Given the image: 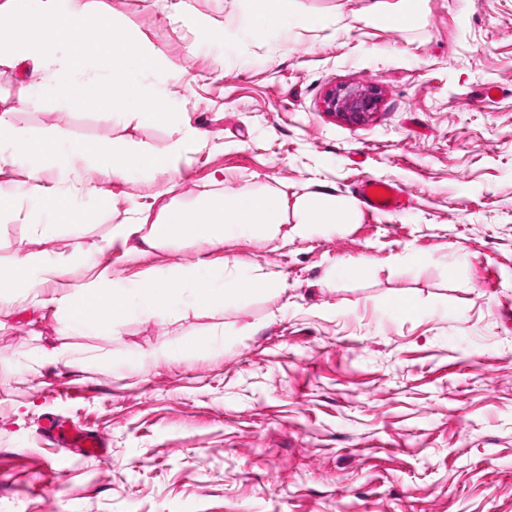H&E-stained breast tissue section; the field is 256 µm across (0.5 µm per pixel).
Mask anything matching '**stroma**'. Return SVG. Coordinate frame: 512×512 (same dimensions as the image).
Masks as SVG:
<instances>
[{"label": "stroma", "instance_id": "stroma-1", "mask_svg": "<svg viewBox=\"0 0 512 512\" xmlns=\"http://www.w3.org/2000/svg\"><path fill=\"white\" fill-rule=\"evenodd\" d=\"M90 2L158 64L140 86L209 143L163 173L109 179L86 153L45 170L43 184L87 185L75 204L97 218L79 234L50 226L28 167L0 164L20 195L0 217V268L21 249L76 266L0 306V512H512V0H421L402 29L368 22L370 0L340 17L336 0H297L296 23L272 0L260 41L247 0ZM39 79L32 62L0 66V111L25 134L170 152L172 132L132 108H15ZM348 83L380 89L365 123L324 106ZM365 177L400 182L409 208L140 256L112 236L165 189L351 198ZM201 256L283 288L61 334L54 298L75 275L129 285ZM342 263L358 275L337 277ZM48 414L95 431L108 458L42 440Z\"/></svg>", "mask_w": 512, "mask_h": 512}]
</instances>
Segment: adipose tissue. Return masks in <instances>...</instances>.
I'll return each instance as SVG.
<instances>
[{"instance_id":"adipose-tissue-1","label":"adipose tissue","mask_w":512,"mask_h":512,"mask_svg":"<svg viewBox=\"0 0 512 512\" xmlns=\"http://www.w3.org/2000/svg\"><path fill=\"white\" fill-rule=\"evenodd\" d=\"M419 13L420 0H396L392 5L386 0H373L365 17L400 29L411 24ZM82 150L81 143L58 132L24 137L13 121L12 111L0 113V163L31 165L32 179H39L41 165H60ZM83 190L79 182L65 188H43L38 192L37 203L52 223L79 233L91 226L93 220L92 214L76 209L72 203L73 197ZM357 210L354 200L325 189L292 199L280 189L262 187L211 193L190 204L172 199L114 225L112 235L127 243L133 253L174 248L187 239L215 247L223 244L224 228L229 224L271 240L277 237L280 225H292L294 233L302 235L313 225L353 223ZM63 270L62 264L40 260L35 253L16 254L7 275L0 276V304L54 281ZM186 285L193 289L197 306L223 307L256 293H277L282 282L273 273L255 275L240 271L227 279L215 277L199 261L179 267L167 282L146 277L130 289L111 284L107 272L102 271L91 280L72 285L60 298L62 325L68 331L101 324L115 329L132 306L150 313L168 311Z\"/></svg>"}]
</instances>
